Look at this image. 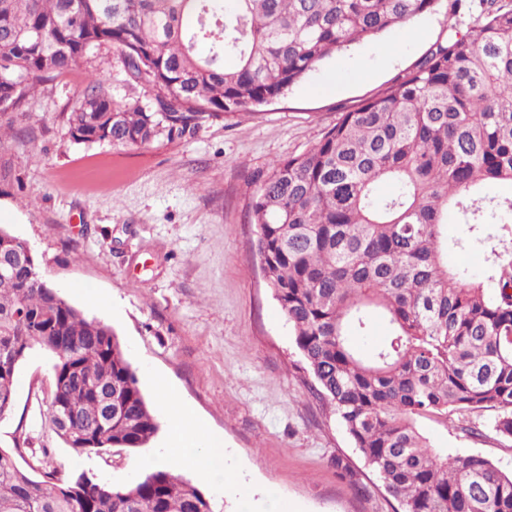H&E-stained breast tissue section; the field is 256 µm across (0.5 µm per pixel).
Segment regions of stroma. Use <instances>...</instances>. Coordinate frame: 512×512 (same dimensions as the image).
I'll use <instances>...</instances> for the list:
<instances>
[{
    "label": "stroma",
    "mask_w": 512,
    "mask_h": 512,
    "mask_svg": "<svg viewBox=\"0 0 512 512\" xmlns=\"http://www.w3.org/2000/svg\"><path fill=\"white\" fill-rule=\"evenodd\" d=\"M472 13L445 7L409 26L336 51L283 97L182 137L142 146L76 143L66 114L90 85L134 102L110 47L39 84L22 111L0 114V227L25 240L46 281L88 318L112 327L136 370L158 424L166 419L154 387L163 378L223 438L227 466L245 485L281 498L288 512H397V501L354 448L332 407L312 392V375L288 321L267 288L249 221L257 178L272 163L316 144L344 112L377 97L451 26ZM452 250L450 264L479 277L492 263L491 236ZM56 358L33 346L19 365L16 407L0 421V443L30 448L18 463L41 477L80 472L123 485L144 473L163 434L144 448L75 455L49 422ZM483 411L481 435L457 417L423 419L433 449L482 455L512 470V439ZM48 465H39L41 449ZM350 474L342 476L339 467Z\"/></svg>",
    "instance_id": "obj_1"
}]
</instances>
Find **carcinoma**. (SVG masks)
Instances as JSON below:
<instances>
[{
	"label": "carcinoma",
	"mask_w": 512,
	"mask_h": 512,
	"mask_svg": "<svg viewBox=\"0 0 512 512\" xmlns=\"http://www.w3.org/2000/svg\"><path fill=\"white\" fill-rule=\"evenodd\" d=\"M466 0H0V113L36 85L108 45L146 103L96 84L67 116L79 144L141 146L193 134L284 95L323 59ZM438 41L380 96L342 114L304 152L272 164L251 206L266 285L292 328L319 396L400 504V512H512V473L485 457L434 451L421 419L497 411L512 438V7ZM77 22L69 21L73 11ZM200 42L209 44L205 56ZM394 185L379 198V183ZM478 238L498 218L491 270L448 265L449 219ZM0 405L14 408L18 356L57 358L50 421L75 454L146 446L158 425L112 328L90 320L43 278L4 266L26 241L0 227ZM387 324L369 353L372 313ZM67 336L69 342L59 343ZM112 415H103V398ZM65 410L67 424L58 421ZM20 440L0 445V512H212L171 469L110 486L81 472L34 478Z\"/></svg>",
	"instance_id": "obj_1"
}]
</instances>
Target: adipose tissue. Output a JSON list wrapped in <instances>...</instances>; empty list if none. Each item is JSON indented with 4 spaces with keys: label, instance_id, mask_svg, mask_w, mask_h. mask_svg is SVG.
<instances>
[{
    "label": "adipose tissue",
    "instance_id": "obj_1",
    "mask_svg": "<svg viewBox=\"0 0 512 512\" xmlns=\"http://www.w3.org/2000/svg\"><path fill=\"white\" fill-rule=\"evenodd\" d=\"M159 394L169 418L170 436L164 452L156 457V464L175 462L189 466L219 492L250 498V491L241 484L236 472L224 465L223 442L207 432L194 411L179 402L171 387L160 385Z\"/></svg>",
    "mask_w": 512,
    "mask_h": 512
}]
</instances>
